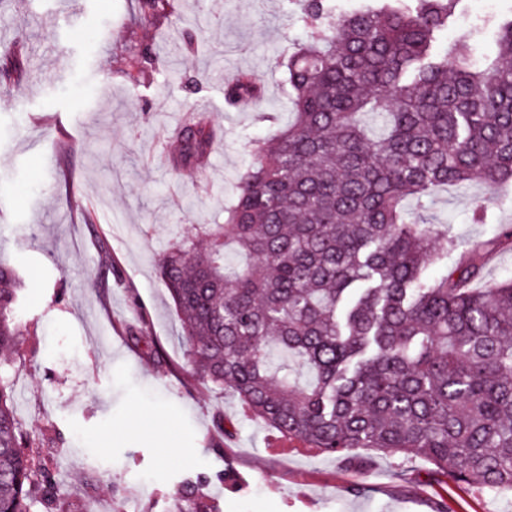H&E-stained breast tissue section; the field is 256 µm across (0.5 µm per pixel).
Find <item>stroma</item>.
Wrapping results in <instances>:
<instances>
[{
	"mask_svg": "<svg viewBox=\"0 0 512 512\" xmlns=\"http://www.w3.org/2000/svg\"><path fill=\"white\" fill-rule=\"evenodd\" d=\"M174 3L142 24L134 0H0V53L20 43L27 59L25 79L0 87V260L25 283L6 374L36 435L34 512H177L188 489L218 512H512V496L475 494L420 458L273 455L275 430L190 375L154 259L180 226L223 223L274 131L260 113L292 118L276 57L306 32L294 0ZM511 14L512 0H461L440 42L495 56ZM145 49L162 69L131 73ZM239 71L264 98L229 109L224 82ZM192 111L222 133L201 173L168 163ZM406 209L489 243L512 225V185L442 189Z\"/></svg>",
	"mask_w": 512,
	"mask_h": 512,
	"instance_id": "stroma-1",
	"label": "stroma"
}]
</instances>
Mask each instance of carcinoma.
Masks as SVG:
<instances>
[{
  "label": "carcinoma",
  "instance_id": "obj_1",
  "mask_svg": "<svg viewBox=\"0 0 512 512\" xmlns=\"http://www.w3.org/2000/svg\"><path fill=\"white\" fill-rule=\"evenodd\" d=\"M300 0L307 40L279 56L294 120L257 141L224 224L156 257L193 376L281 437L348 460L420 457L478 492L512 493V275L481 288L486 250L408 221L442 188L512 184V18L498 56L441 49L461 0ZM174 14L137 0L135 20ZM149 50L131 71L156 70ZM0 56V83L26 77ZM241 72L224 101L257 99ZM176 170L200 169L215 131L174 133ZM247 258L230 263L227 247ZM459 252L448 267V253ZM443 268L429 280L425 271ZM20 281L0 260V355L16 347ZM0 362V512H32L30 437Z\"/></svg>",
  "mask_w": 512,
  "mask_h": 512
}]
</instances>
